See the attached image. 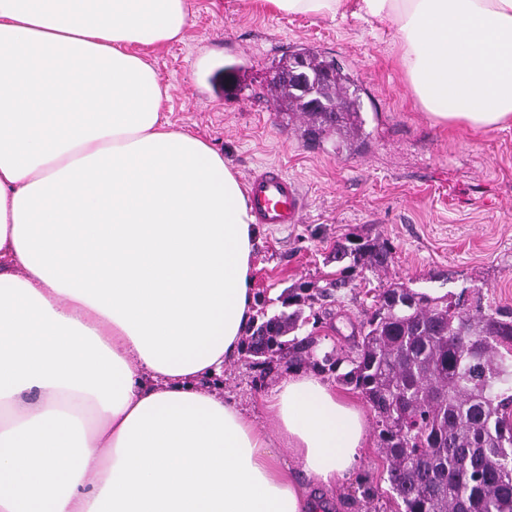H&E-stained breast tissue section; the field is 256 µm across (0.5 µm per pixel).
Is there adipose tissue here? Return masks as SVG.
<instances>
[{
  "label": "adipose tissue",
  "instance_id": "obj_1",
  "mask_svg": "<svg viewBox=\"0 0 512 512\" xmlns=\"http://www.w3.org/2000/svg\"><path fill=\"white\" fill-rule=\"evenodd\" d=\"M391 26L430 118L512 126V0H245ZM187 0H0V512H321L367 422L294 369L263 422L207 384L254 314L258 228L173 130L145 50Z\"/></svg>",
  "mask_w": 512,
  "mask_h": 512
}]
</instances>
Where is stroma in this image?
I'll list each match as a JSON object with an SVG mask.
<instances>
[{
	"label": "stroma",
	"instance_id": "stroma-1",
	"mask_svg": "<svg viewBox=\"0 0 512 512\" xmlns=\"http://www.w3.org/2000/svg\"><path fill=\"white\" fill-rule=\"evenodd\" d=\"M184 38L148 52L170 99L174 130L208 141L247 178L279 166L302 187L303 223L258 228L254 298L267 312L280 295L308 289L319 299L318 354L354 356L371 292L402 282L433 295H462L467 306L512 308V127L475 133L433 122L397 63L390 29L346 16L335 19L270 13L240 0H188ZM312 48L351 72L369 137L352 155L333 142L310 145L285 113L273 111L267 74L285 56ZM387 242L384 272L356 271L348 287L322 297L343 266L337 243ZM288 371L286 360L260 368L239 353L211 387L256 408ZM376 441L335 489L330 512H396L390 495L363 497L364 480H379Z\"/></svg>",
	"mask_w": 512,
	"mask_h": 512
}]
</instances>
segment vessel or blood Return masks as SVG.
I'll return each instance as SVG.
<instances>
[{"label":"vessel or blood","instance_id":"vessel-or-blood-1","mask_svg":"<svg viewBox=\"0 0 512 512\" xmlns=\"http://www.w3.org/2000/svg\"><path fill=\"white\" fill-rule=\"evenodd\" d=\"M247 194L257 223L285 225L300 223L306 200L298 184L280 169L266 168L248 182Z\"/></svg>","mask_w":512,"mask_h":512}]
</instances>
